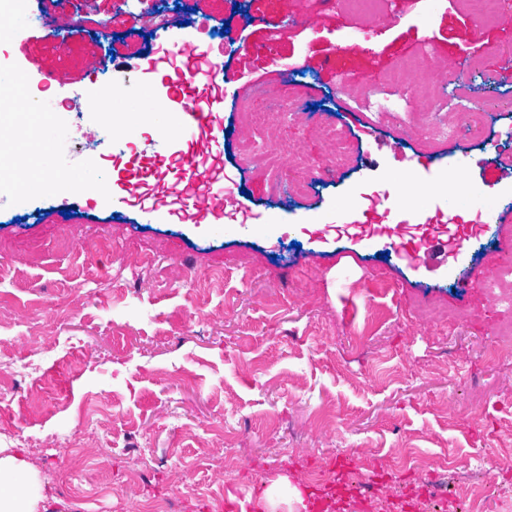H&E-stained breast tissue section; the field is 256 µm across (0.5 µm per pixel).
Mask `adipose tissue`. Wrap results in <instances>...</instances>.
Segmentation results:
<instances>
[{
	"label": "adipose tissue",
	"mask_w": 512,
	"mask_h": 512,
	"mask_svg": "<svg viewBox=\"0 0 512 512\" xmlns=\"http://www.w3.org/2000/svg\"><path fill=\"white\" fill-rule=\"evenodd\" d=\"M53 498L25 451L9 441L0 444V512H46Z\"/></svg>",
	"instance_id": "obj_1"
}]
</instances>
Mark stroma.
Wrapping results in <instances>:
<instances>
[{
    "mask_svg": "<svg viewBox=\"0 0 512 512\" xmlns=\"http://www.w3.org/2000/svg\"><path fill=\"white\" fill-rule=\"evenodd\" d=\"M113 2L75 0L51 27L0 29V80L22 71L36 85L52 74L47 95L63 105L19 114L1 101L0 149L36 171L47 155L60 167L127 169L155 136L153 105L118 103L143 117L120 153L90 105L100 81H147L142 56L166 35L142 36L136 18L157 9L223 47L219 62L235 76L220 114L230 132L224 171L253 212L281 221L246 233L168 217L142 225L134 211L51 182L37 199L0 203V362L17 366L0 378V438L25 436L55 488L49 512H135L185 477L179 512H220L230 496L258 502L280 476L303 500L279 499L275 512H361L351 483L372 469L390 502L435 471L433 494L407 512H474L467 489L512 450V358L486 355L505 305L483 280L461 288L459 275L499 266L512 223L490 225L482 245L429 270L387 254L380 237L305 222L347 198L392 191L405 166L432 154L435 179L492 181L501 197L492 214L512 216V176L497 168L512 158V6L501 0L498 17L479 25L464 0H383L377 11L340 0H123L115 20ZM316 14L324 24L314 31L303 20ZM77 22L80 36L59 54ZM427 43L430 61L407 79L439 86L447 126L458 123L459 101H484L489 112L449 141L403 140L393 120L400 101L376 121L353 103ZM340 67L350 75L343 89ZM284 84L302 100L297 113L258 130L240 99L267 111ZM46 121L66 129L63 147L37 140ZM328 124L352 143L337 170ZM379 137L400 140L401 157L376 150ZM269 141L305 166L277 196L264 165L241 155L243 144L260 152ZM31 360L40 372L21 371ZM328 463L335 477L308 481L312 466Z\"/></svg>",
    "mask_w": 512,
    "mask_h": 512,
    "instance_id": "obj_1",
    "label": "stroma"
}]
</instances>
